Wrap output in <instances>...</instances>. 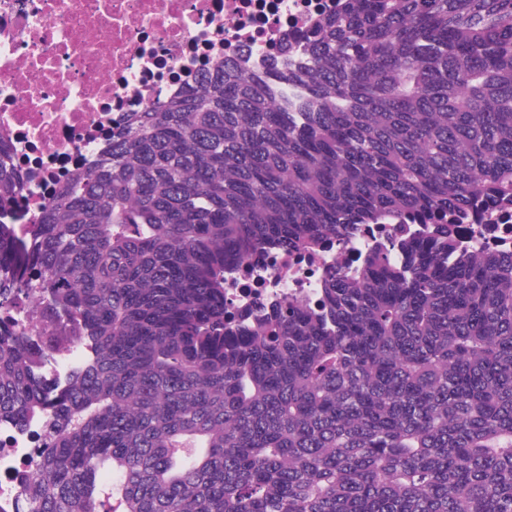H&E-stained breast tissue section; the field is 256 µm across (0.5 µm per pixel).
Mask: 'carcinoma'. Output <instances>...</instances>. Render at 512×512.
Returning a JSON list of instances; mask_svg holds the SVG:
<instances>
[{
	"label": "carcinoma",
	"mask_w": 512,
	"mask_h": 512,
	"mask_svg": "<svg viewBox=\"0 0 512 512\" xmlns=\"http://www.w3.org/2000/svg\"><path fill=\"white\" fill-rule=\"evenodd\" d=\"M276 71L133 113L48 205L0 311V418L48 416L21 512H512V254L452 225L512 201V0H345ZM0 169V209L16 201ZM427 226L237 323L224 269L348 224ZM91 363L60 388L37 359Z\"/></svg>",
	"instance_id": "1"
}]
</instances>
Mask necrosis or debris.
<instances>
[{"instance_id":"necrosis-or-debris-1","label":"necrosis or debris","mask_w":512,"mask_h":512,"mask_svg":"<svg viewBox=\"0 0 512 512\" xmlns=\"http://www.w3.org/2000/svg\"><path fill=\"white\" fill-rule=\"evenodd\" d=\"M340 0H0V166L19 182L0 211L15 240L32 241L48 203L77 169L92 167L113 134L149 102L185 94L199 75L228 60L266 74L295 67L298 46ZM406 220L351 224L312 251L267 246L224 271L234 311L288 297L320 306L329 275L362 272L373 249L404 264L401 240L421 237ZM466 251L512 252V204L464 214L456 237ZM91 350L74 345L44 357L40 374L64 386ZM46 432L44 419L0 420V512H18L21 491Z\"/></svg>"}]
</instances>
